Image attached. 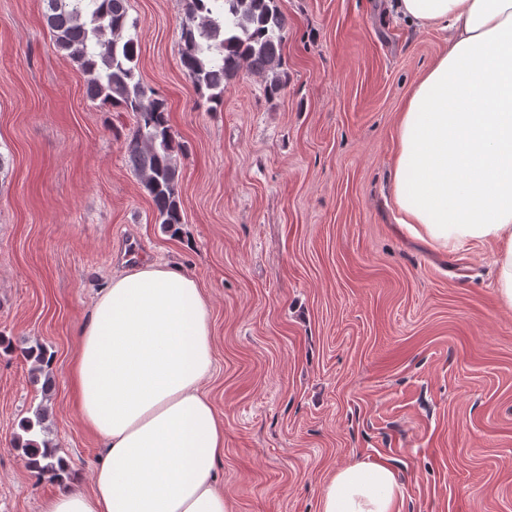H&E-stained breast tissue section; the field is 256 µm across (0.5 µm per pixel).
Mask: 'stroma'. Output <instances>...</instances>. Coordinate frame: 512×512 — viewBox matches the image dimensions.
<instances>
[{"instance_id":"35a3bbf8","label":"stroma","mask_w":512,"mask_h":512,"mask_svg":"<svg viewBox=\"0 0 512 512\" xmlns=\"http://www.w3.org/2000/svg\"><path fill=\"white\" fill-rule=\"evenodd\" d=\"M391 2L277 0L287 86L268 99L244 71L214 108L180 63L185 0H128L136 76L181 145L173 236L127 162L133 114L87 99L43 0H0V512L91 489L103 448L71 365L133 246L207 297L227 512H320L360 461L394 472L397 512H512V308L494 244L442 249L396 222L395 124L447 42ZM36 345L47 392L21 354ZM40 405L59 481L13 446ZM27 358H33L35 365L30 370V377L33 381L38 382L41 376H44V390L47 391L51 385V377L48 372V358H46V352L42 347L27 348L25 351Z\"/></svg>"}]
</instances>
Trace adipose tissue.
<instances>
[{"label": "adipose tissue", "instance_id": "1", "mask_svg": "<svg viewBox=\"0 0 512 512\" xmlns=\"http://www.w3.org/2000/svg\"><path fill=\"white\" fill-rule=\"evenodd\" d=\"M446 32L398 121L393 200L412 237L446 249L498 246L496 288L512 306V0H396ZM213 368L206 297L182 267L112 278L80 331L71 383L104 444L92 489L40 512H227L213 474L224 421L202 391ZM393 471L360 462L328 480L320 512H395Z\"/></svg>", "mask_w": 512, "mask_h": 512}]
</instances>
